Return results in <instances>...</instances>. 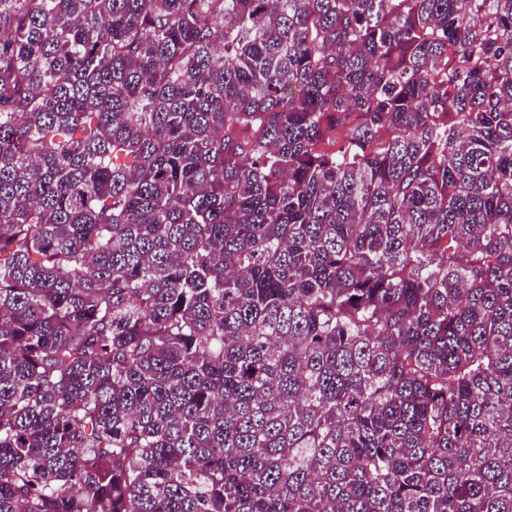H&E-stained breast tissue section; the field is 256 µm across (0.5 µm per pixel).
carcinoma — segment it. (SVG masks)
I'll return each mask as SVG.
<instances>
[{"instance_id":"carcinoma-1","label":"carcinoma","mask_w":512,"mask_h":512,"mask_svg":"<svg viewBox=\"0 0 512 512\" xmlns=\"http://www.w3.org/2000/svg\"><path fill=\"white\" fill-rule=\"evenodd\" d=\"M0 512H512V0H0Z\"/></svg>"}]
</instances>
